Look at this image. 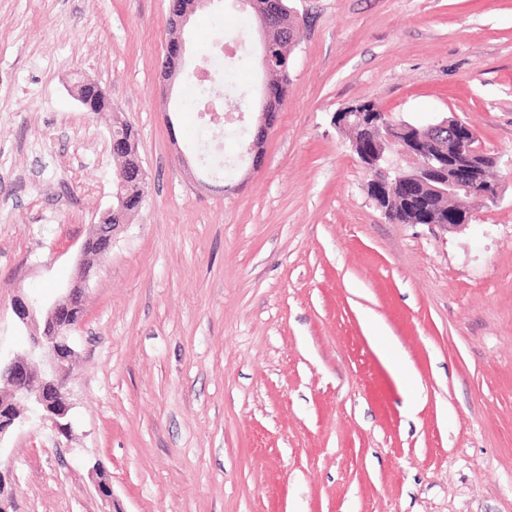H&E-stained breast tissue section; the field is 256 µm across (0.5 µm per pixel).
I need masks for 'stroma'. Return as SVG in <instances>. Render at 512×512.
<instances>
[{"mask_svg":"<svg viewBox=\"0 0 512 512\" xmlns=\"http://www.w3.org/2000/svg\"><path fill=\"white\" fill-rule=\"evenodd\" d=\"M290 6L288 100L253 167L262 73L238 0L192 17L168 94L170 0H0V355L27 350L15 299L61 296L112 203L113 116L149 179L86 284L68 436L0 442L13 512H512V0ZM223 45V119L183 111ZM82 75L111 111L72 96ZM361 100L466 121L499 203L466 201L459 229L391 223L334 123Z\"/></svg>","mask_w":512,"mask_h":512,"instance_id":"1","label":"stroma"}]
</instances>
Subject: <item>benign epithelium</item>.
Here are the masks:
<instances>
[{"label": "benign epithelium", "mask_w": 512, "mask_h": 512, "mask_svg": "<svg viewBox=\"0 0 512 512\" xmlns=\"http://www.w3.org/2000/svg\"><path fill=\"white\" fill-rule=\"evenodd\" d=\"M214 0H183V6L174 11L172 25L176 34L165 46L161 81L166 91H171L184 67V42L182 32L191 15L207 7ZM252 9L257 24L261 68L265 81L258 104L257 132L249 153L253 164L260 159L259 149L274 127L279 109L271 84L270 74L277 70L279 45L273 39L277 14L259 11L256 0H237ZM336 125L363 128L370 133L366 140L353 139L351 149L369 177L371 198L381 213L393 215L391 187L412 189L422 187L430 195L444 198L477 197L490 203L500 201L501 190L493 178L498 157L478 143L474 130H464L461 119L453 116L424 128L405 122H396L389 112L335 113ZM136 172L139 180L146 177L141 160H133L129 169L116 170L113 178V197L116 204L102 215V224L92 225L89 236L81 246V259L76 280L65 293L51 302L20 299L15 312L23 325L32 328L30 354L38 367L24 357L7 362L0 361V388L8 398L0 399V440L16 429L26 419L28 404L41 406L40 419L51 424L59 434L68 431V424L61 422L69 411L67 381L75 351L70 345L76 323L63 321L64 313L81 301L88 277L85 260L91 255L92 243L101 238H112L116 225L105 222L117 216L127 221L130 211L125 196L128 176Z\"/></svg>", "instance_id": "1"}]
</instances>
